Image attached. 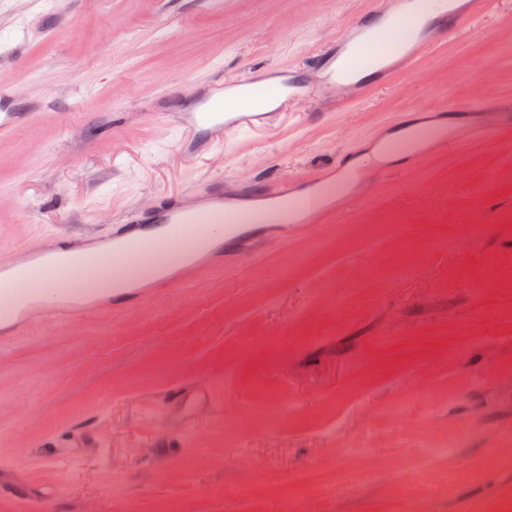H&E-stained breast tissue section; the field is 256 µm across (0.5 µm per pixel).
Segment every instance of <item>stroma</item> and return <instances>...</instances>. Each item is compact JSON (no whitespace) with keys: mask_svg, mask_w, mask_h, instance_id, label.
Segmentation results:
<instances>
[{"mask_svg":"<svg viewBox=\"0 0 512 512\" xmlns=\"http://www.w3.org/2000/svg\"><path fill=\"white\" fill-rule=\"evenodd\" d=\"M376 0H0V86L40 116L0 140V257L227 175L308 177L420 105L512 99V0L423 77L343 112L313 88L185 154L154 115L193 83L302 70ZM191 384L184 416L165 396ZM283 415L269 426L266 411ZM512 512V130L370 189L352 219L236 270L31 323L0 348V512Z\"/></svg>","mask_w":512,"mask_h":512,"instance_id":"35a3bbf8","label":"stroma"}]
</instances>
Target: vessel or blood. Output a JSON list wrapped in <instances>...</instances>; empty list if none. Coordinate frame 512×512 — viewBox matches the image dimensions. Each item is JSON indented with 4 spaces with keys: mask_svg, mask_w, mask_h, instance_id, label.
<instances>
[{
    "mask_svg": "<svg viewBox=\"0 0 512 512\" xmlns=\"http://www.w3.org/2000/svg\"><path fill=\"white\" fill-rule=\"evenodd\" d=\"M488 7L489 0H435L434 11L427 13L420 0H389L384 8L350 21L325 48L313 52L302 73L271 70L278 86L273 102L254 98L257 74L247 68L220 83L216 92L192 91L197 109L182 113L180 124L192 132L202 128L228 135L266 127L286 103L306 95L311 76L318 77L321 85L348 89L355 98H363L371 86L420 76L419 64L426 54ZM452 115L455 125L418 130L415 145L380 167L379 175L418 166L429 149L458 147L496 125H512V115L487 112L479 105L453 110ZM22 121L8 96L0 95V137L10 136ZM349 174L344 164L332 176L317 174L300 183H242V190L259 199L256 207L227 204L216 188L207 192V204L194 208L186 205L184 197L168 198L148 213L130 215L118 232L95 243H88L83 235L64 234L36 248L22 247L12 258L0 260V322L13 320L19 309L32 305L47 322L75 321L86 312V299L94 295L86 286L94 277L108 275L117 284L147 271L161 287H174V280L166 275L167 256H184L189 270L192 257L218 241L236 260L255 257L254 247L239 243L242 233L254 225L278 224L287 233L301 231L315 220L342 216L358 204L371 179L362 180L359 191L337 205H327L324 199L327 181H343Z\"/></svg>",
    "mask_w": 512,
    "mask_h": 512,
    "instance_id": "obj_1",
    "label": "vessel or blood"
}]
</instances>
